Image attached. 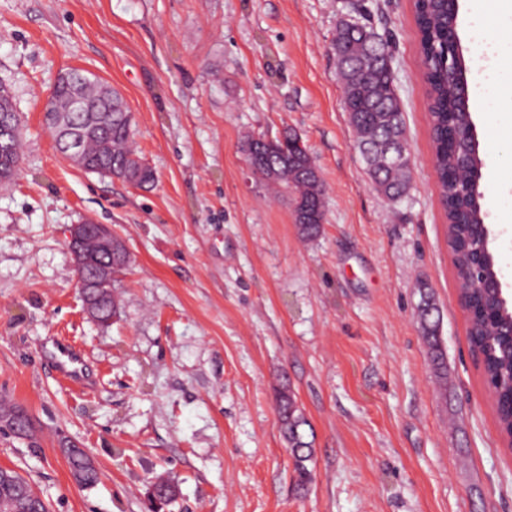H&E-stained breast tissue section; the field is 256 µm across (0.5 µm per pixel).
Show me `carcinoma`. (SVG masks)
<instances>
[{
  "instance_id": "obj_1",
  "label": "carcinoma",
  "mask_w": 512,
  "mask_h": 512,
  "mask_svg": "<svg viewBox=\"0 0 512 512\" xmlns=\"http://www.w3.org/2000/svg\"><path fill=\"white\" fill-rule=\"evenodd\" d=\"M415 23L420 35V54L423 61L426 93L429 99L434 169L439 184L440 203L448 224V242L460 284V292L474 306L480 305V297L471 288L477 276L475 272L476 248L480 244L485 224L481 200L470 187L468 173H462L454 164V145L458 135L466 129L459 124L448 127V113L462 112L464 106L457 95V70L448 66V47L445 33L451 20L444 0H419L416 3ZM337 76L343 91V107L349 113L350 124L356 134L357 146L363 155L372 180L383 187L382 194L390 201L404 196L410 181V170L405 165L391 167L386 153L393 146L406 142L405 122L400 98L392 70L383 65L382 59L392 56L387 38L380 35L368 19L354 24L339 22L336 28ZM80 96L87 109L75 114L74 124L68 135L59 132L54 122L47 119L45 125L61 153H67L66 138L80 142L84 159L82 168L102 177L115 176L130 180L137 167L146 172L151 169L133 148L135 120L122 98L114 93L112 102L106 100L103 82L84 77L79 86ZM0 122L18 126V116L9 89L0 85ZM291 134L286 132L276 139V147L264 143L254 145L255 154L263 165L262 176L284 184L301 199L300 210L308 220L298 225L300 233L311 238L316 236L324 220V203L321 186L307 178L309 159L302 152L288 146ZM18 134L0 139V174L14 173L20 160ZM88 268L107 266L117 274L125 269L129 259L124 250L117 247L112 254L99 250L95 245L86 247ZM103 321L117 314L118 305L110 291L91 289ZM436 308L426 299L419 306L422 338L437 354ZM512 331V305L504 304L500 319L493 324L476 316L469 324L468 335L474 354L483 358L485 375L492 380L504 379L512 369V352L507 338ZM277 410L280 431L288 444L293 459L296 482L306 486L312 479L307 462L312 458L313 441L308 439L305 426L308 421L296 404L289 385L277 390ZM496 414L499 426L512 430V405L509 404L507 384L497 390ZM24 416V409L7 399L0 401V433L15 431L12 421ZM0 509L7 510L5 501L24 504L31 499L33 489L19 473L0 471ZM177 488L171 482L159 478L149 489L148 500H157L169 507L176 500Z\"/></svg>"
}]
</instances>
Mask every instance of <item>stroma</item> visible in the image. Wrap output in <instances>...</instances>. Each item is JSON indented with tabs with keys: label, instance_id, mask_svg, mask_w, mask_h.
<instances>
[{
	"label": "stroma",
	"instance_id": "stroma-1",
	"mask_svg": "<svg viewBox=\"0 0 512 512\" xmlns=\"http://www.w3.org/2000/svg\"><path fill=\"white\" fill-rule=\"evenodd\" d=\"M395 42L393 70L412 161L387 201L343 109L331 49L349 0H0V84L23 154L0 183V398L35 442L0 434L49 512H148L156 477L171 512H512V451L474 364L433 168L411 0H365ZM512 0H459L457 35L483 161L489 248L512 301ZM83 70L122 95L138 188L74 166L41 102ZM300 137L322 181L325 220L303 239L293 194L253 175L251 137ZM111 225L130 262L118 314L83 312L71 225ZM437 308L442 366L417 319ZM66 340L88 385L49 356ZM289 384L314 431L312 480L295 481L276 410ZM81 442L96 486L75 485L57 443ZM177 495L178 491L174 484L163 478H158L151 484L148 500L152 503L154 500H158L163 506L169 507L176 500Z\"/></svg>",
	"mask_w": 512,
	"mask_h": 512
}]
</instances>
